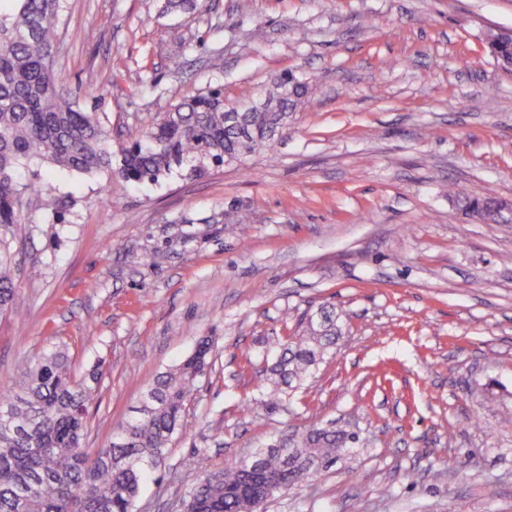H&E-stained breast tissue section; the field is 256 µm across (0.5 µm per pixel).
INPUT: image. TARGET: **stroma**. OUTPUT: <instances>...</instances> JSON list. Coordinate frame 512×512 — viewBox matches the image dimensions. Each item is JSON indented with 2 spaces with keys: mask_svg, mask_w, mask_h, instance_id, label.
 <instances>
[{
  "mask_svg": "<svg viewBox=\"0 0 512 512\" xmlns=\"http://www.w3.org/2000/svg\"><path fill=\"white\" fill-rule=\"evenodd\" d=\"M66 0L56 71L120 161L130 130L210 89L263 101L308 83L271 147L151 183L21 170L60 212L20 225L0 389L64 346L102 364L87 445L106 446L155 376L211 341V366L135 512H182L197 456L221 469L312 421L348 456L263 512H512V73L490 34L512 0ZM342 334L302 388L270 399L282 336L320 308ZM254 366L240 368L242 354Z\"/></svg>",
  "mask_w": 512,
  "mask_h": 512,
  "instance_id": "stroma-1",
  "label": "stroma"
}]
</instances>
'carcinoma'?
Instances as JSON below:
<instances>
[{
	"instance_id": "obj_1",
	"label": "carcinoma",
	"mask_w": 512,
	"mask_h": 512,
	"mask_svg": "<svg viewBox=\"0 0 512 512\" xmlns=\"http://www.w3.org/2000/svg\"><path fill=\"white\" fill-rule=\"evenodd\" d=\"M0 5V315L17 301V263L10 240L26 223L18 181L22 165L39 161L93 174L112 169L109 133L93 112L60 95L54 70L56 21L64 0H10ZM309 86L285 73L274 83L271 107L245 113L251 150L269 147L288 122V110ZM245 145L224 112V95L210 90L180 101L136 133L117 174L155 182L174 167L240 159ZM465 212L501 208L497 198H464ZM336 312L320 309L301 334L284 336L270 369L271 395L297 389L336 344ZM210 344L200 342L181 363L159 373L140 406L105 448H87L88 403L98 382L76 377L63 350L41 356L24 374L17 394H0V512H134L141 485L161 463L182 429L185 405L210 366ZM356 433L317 422L286 430L255 450L254 466L237 462L222 471L195 461L198 482L182 501L184 512H260L278 493L336 465Z\"/></svg>"
}]
</instances>
